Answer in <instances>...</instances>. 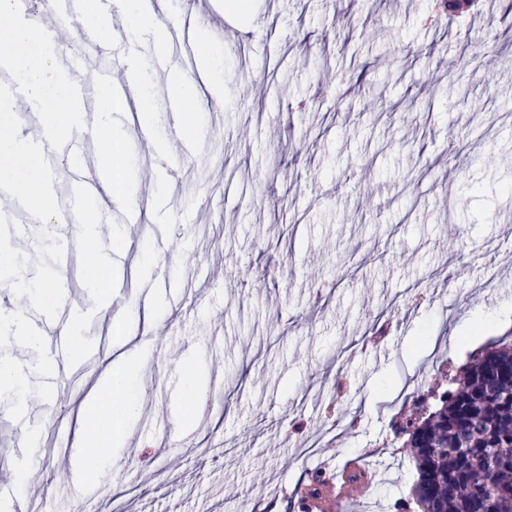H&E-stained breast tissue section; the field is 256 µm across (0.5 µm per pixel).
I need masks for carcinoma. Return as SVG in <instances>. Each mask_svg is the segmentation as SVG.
I'll list each match as a JSON object with an SVG mask.
<instances>
[{"mask_svg":"<svg viewBox=\"0 0 512 512\" xmlns=\"http://www.w3.org/2000/svg\"><path fill=\"white\" fill-rule=\"evenodd\" d=\"M412 406L392 430L413 449L418 512H512V341L442 372Z\"/></svg>","mask_w":512,"mask_h":512,"instance_id":"cac0c4a2","label":"carcinoma"}]
</instances>
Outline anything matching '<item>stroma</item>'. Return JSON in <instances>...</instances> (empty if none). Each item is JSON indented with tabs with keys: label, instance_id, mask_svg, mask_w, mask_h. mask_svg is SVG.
<instances>
[{
	"label": "stroma",
	"instance_id": "1",
	"mask_svg": "<svg viewBox=\"0 0 512 512\" xmlns=\"http://www.w3.org/2000/svg\"><path fill=\"white\" fill-rule=\"evenodd\" d=\"M224 23V82L189 142L169 153L171 68L148 74L143 147L127 123L122 179L165 206L178 265L143 229H105L123 253L112 302L78 251L51 267L62 224L0 254L29 337H0L25 380L0 402V503L28 487L36 512H301L309 473L361 457L383 472L378 512L408 499L410 449L393 437L407 385L463 364L512 332V6L476 0L454 18L436 0H167ZM165 278L163 288L152 287ZM482 317H473V308ZM151 320L131 347L138 401L125 444L74 451L77 407L128 348L113 319ZM62 359L46 363L58 336ZM202 399L181 420L182 379Z\"/></svg>",
	"mask_w": 512,
	"mask_h": 512
}]
</instances>
